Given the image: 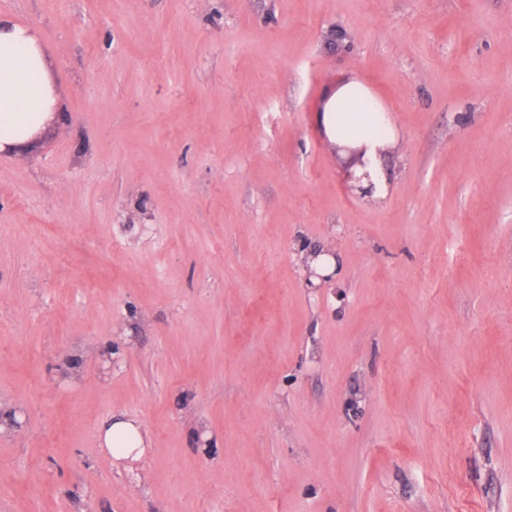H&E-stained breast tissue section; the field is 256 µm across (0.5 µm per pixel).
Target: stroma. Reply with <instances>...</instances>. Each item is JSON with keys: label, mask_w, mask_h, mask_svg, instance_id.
<instances>
[{"label": "stroma", "mask_w": 512, "mask_h": 512, "mask_svg": "<svg viewBox=\"0 0 512 512\" xmlns=\"http://www.w3.org/2000/svg\"><path fill=\"white\" fill-rule=\"evenodd\" d=\"M0 14L63 105L0 154V512H512V0ZM353 78L398 131L375 200L317 119ZM99 439L102 447L117 459L139 456L140 452L137 451L143 444L140 427L135 421L116 420L113 417L99 429Z\"/></svg>", "instance_id": "1"}]
</instances>
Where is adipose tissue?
<instances>
[{
	"mask_svg": "<svg viewBox=\"0 0 512 512\" xmlns=\"http://www.w3.org/2000/svg\"><path fill=\"white\" fill-rule=\"evenodd\" d=\"M59 113L60 101L40 33L14 17L0 15V151L23 145ZM318 121L330 140L366 146L368 176L356 183L355 193L366 199L385 196L391 179L380 149L395 143L397 130L370 90L355 80L341 85L327 100ZM99 439L117 459L132 457L143 443L139 425L121 419L103 423Z\"/></svg>",
	"mask_w": 512,
	"mask_h": 512,
	"instance_id": "obj_1",
	"label": "adipose tissue"
}]
</instances>
